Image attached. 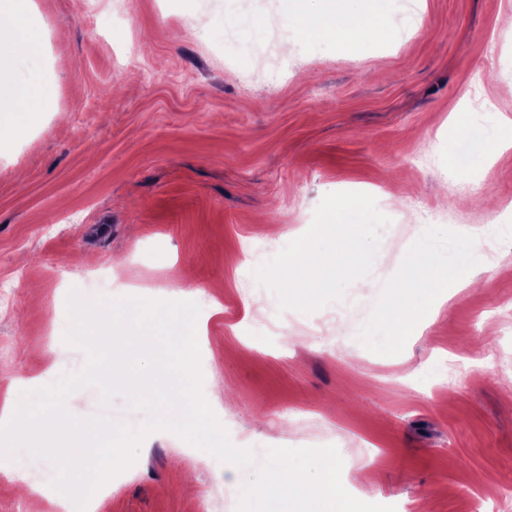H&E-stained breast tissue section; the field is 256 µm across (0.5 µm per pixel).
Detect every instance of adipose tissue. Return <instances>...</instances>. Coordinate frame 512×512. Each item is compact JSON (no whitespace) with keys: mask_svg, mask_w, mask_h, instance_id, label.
<instances>
[{"mask_svg":"<svg viewBox=\"0 0 512 512\" xmlns=\"http://www.w3.org/2000/svg\"><path fill=\"white\" fill-rule=\"evenodd\" d=\"M37 9L35 0H0V19L10 21L8 39H0V135H21L26 129V116L37 111L40 102L51 94L50 88L34 77L19 84L7 80L17 56L37 47V38L28 24L29 15ZM321 27L362 43L390 34L385 14L360 10L342 15L324 13ZM368 231V225L340 220L326 232L327 238L336 243L334 252H317L304 244L283 253L280 262L285 283L291 288L316 287L322 273L334 264L342 266L347 274H354L366 260L358 241ZM450 280L463 287L469 285L471 274L465 262H449L429 246L409 251L403 258L401 277L391 301L378 312L379 323L395 337L406 336L412 325L430 313L431 291ZM13 384L16 398L0 409V426L23 419L33 431L53 438L48 447L17 448L8 459L0 461V471L9 474L26 495L32 497L44 491L43 486L31 480L32 471L40 464L56 463L74 474L81 461L105 455L106 448L99 442L95 428L80 425L76 413L61 414L44 403L45 397L56 398L66 392L68 378L58 376L39 383L18 376Z\"/></svg>","mask_w":512,"mask_h":512,"instance_id":"ef3b65f1","label":"adipose tissue"}]
</instances>
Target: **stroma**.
Instances as JSON below:
<instances>
[{"label":"stroma","mask_w":512,"mask_h":512,"mask_svg":"<svg viewBox=\"0 0 512 512\" xmlns=\"http://www.w3.org/2000/svg\"><path fill=\"white\" fill-rule=\"evenodd\" d=\"M38 51L16 63L53 95L0 142V364L45 380L79 372L70 290L94 300L206 297L203 391L232 442L335 446L345 488L396 512H512V0H344L387 13L368 46L316 30L281 51L274 86L233 58L235 14L201 0H122L119 32L83 0H37ZM479 183L452 192L449 176ZM347 207L376 263L286 289L279 254ZM427 242L474 280L395 343L377 314L408 249ZM135 426L124 397L67 399ZM305 418L275 419L281 406ZM253 469L169 432L150 435L95 512H236Z\"/></svg>","instance_id":"1"}]
</instances>
